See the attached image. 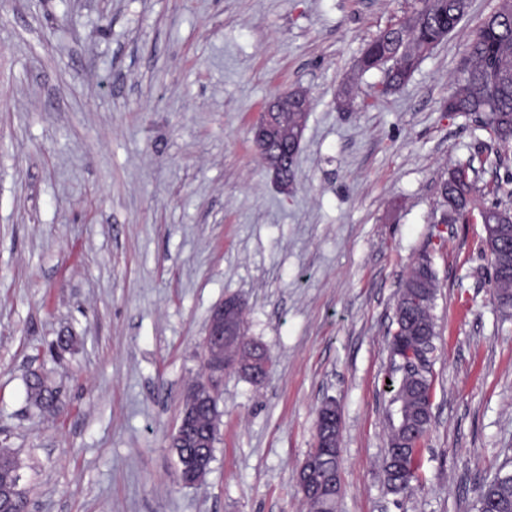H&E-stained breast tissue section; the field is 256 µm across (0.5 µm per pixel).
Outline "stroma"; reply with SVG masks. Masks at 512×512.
Returning <instances> with one entry per match:
<instances>
[{"instance_id":"stroma-1","label":"stroma","mask_w":512,"mask_h":512,"mask_svg":"<svg viewBox=\"0 0 512 512\" xmlns=\"http://www.w3.org/2000/svg\"><path fill=\"white\" fill-rule=\"evenodd\" d=\"M415 0H0V442L30 512H308L297 472L318 408L341 413L336 512H477L512 470V313L492 299L485 226L447 223L455 161L512 207V149L445 109L466 17L397 92L355 64ZM353 82L356 104L341 111ZM312 107L281 190L251 126L277 94ZM439 288L433 421L420 483L382 461L399 287ZM247 305L265 381L228 372L214 459L183 485L172 446L204 371L211 310ZM73 345L51 355L58 337ZM46 375L58 409L28 401Z\"/></svg>"}]
</instances>
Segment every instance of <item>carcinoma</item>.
<instances>
[{
    "label": "carcinoma",
    "mask_w": 512,
    "mask_h": 512,
    "mask_svg": "<svg viewBox=\"0 0 512 512\" xmlns=\"http://www.w3.org/2000/svg\"><path fill=\"white\" fill-rule=\"evenodd\" d=\"M469 0H419V6L403 23L386 29L367 43L356 63L357 70H380L387 84L400 88L405 85L430 48L440 43L467 15ZM448 109L462 113H478L485 126L504 147L512 144V0H500L498 9L487 17L471 40L460 64V74L448 93ZM270 148L276 152L287 144L301 125V116L294 108L275 116ZM465 167L456 162L448 167V178L441 183V194L448 201L450 220L468 221L478 214L482 221H491L498 206L479 208L483 192L496 193L499 186H487L481 191L475 177L469 182L458 181L455 172ZM512 253V234H508L497 251H489L492 268L493 296L500 299L512 295V272L504 273L501 253ZM438 279L432 263L427 268L416 266L413 274L403 280L395 316L422 339L433 342L437 336L432 306L437 294ZM392 402L408 422L419 426L408 434L396 423L391 427L384 460V476L391 493L406 496L419 481V442L428 434L429 423H421L423 404L432 393L431 374H410L390 379ZM27 397L42 412L57 409L56 391L47 377L32 372L26 379ZM217 414V403L203 401L191 411L192 428L177 431L173 446L181 466L191 473V481L202 482L210 470L206 460L213 457L215 442L211 425ZM22 462L13 448L0 446V487L7 493L0 497V512H28L29 502L23 489L12 486L20 473ZM339 492L306 496L313 512H335ZM479 510L492 507L493 512H512V479L501 476L480 487Z\"/></svg>",
    "instance_id": "carcinoma-1"
}]
</instances>
